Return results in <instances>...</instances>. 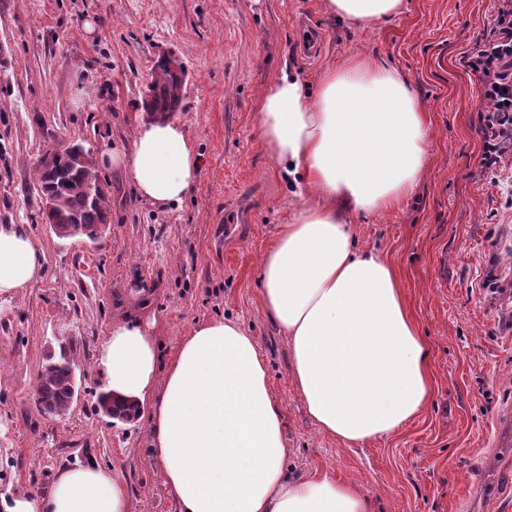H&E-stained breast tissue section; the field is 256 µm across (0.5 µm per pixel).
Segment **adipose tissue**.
<instances>
[{
  "instance_id": "adipose-tissue-1",
  "label": "adipose tissue",
  "mask_w": 512,
  "mask_h": 512,
  "mask_svg": "<svg viewBox=\"0 0 512 512\" xmlns=\"http://www.w3.org/2000/svg\"><path fill=\"white\" fill-rule=\"evenodd\" d=\"M404 0H328L340 18L371 27ZM263 146L299 204L260 264V298L287 340L289 370L315 427L347 445L395 435L427 406V345L397 270L354 249L351 213L409 198L424 167L430 122L396 71L352 60L317 92L290 67L267 86L256 114ZM103 164L123 171L141 199L165 209L195 187L201 158L171 119L138 125ZM45 257L23 224H0V297L42 279ZM96 362L117 400L148 406L150 443L176 512H373L372 500L328 472L301 476L267 364L232 319L196 324L169 361L154 326L113 324ZM6 512H129L122 481L89 465L59 473L47 495L21 492Z\"/></svg>"
}]
</instances>
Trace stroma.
Here are the masks:
<instances>
[{"instance_id":"35a3bbf8","label":"stroma","mask_w":512,"mask_h":512,"mask_svg":"<svg viewBox=\"0 0 512 512\" xmlns=\"http://www.w3.org/2000/svg\"><path fill=\"white\" fill-rule=\"evenodd\" d=\"M405 2L364 28L327 0H0V223L27 225L46 265L19 296L0 298V502L48 494L60 470L97 464L122 479L130 512H175L146 417L125 423L97 409V349L131 314L155 321L165 357L197 322L240 321L266 359L294 473L330 472L375 512H512V447L495 443L512 408V158L495 180L479 175V91L460 63L506 0ZM302 10L324 38L313 62L293 26ZM165 57L185 67L174 118L202 169L192 193L159 212L101 156L148 119L151 72ZM352 57L396 69L430 117L414 194L348 220L359 248L398 271L434 391L398 434L348 447L308 419L287 343L260 301V257L296 202L255 116L284 66L314 90ZM72 138L110 186V231L92 251L44 224L34 177L38 157ZM62 340L77 348L81 396L59 418L39 411L35 390Z\"/></svg>"}]
</instances>
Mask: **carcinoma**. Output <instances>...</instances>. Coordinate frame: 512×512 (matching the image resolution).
<instances>
[{"label": "carcinoma", "mask_w": 512, "mask_h": 512, "mask_svg": "<svg viewBox=\"0 0 512 512\" xmlns=\"http://www.w3.org/2000/svg\"><path fill=\"white\" fill-rule=\"evenodd\" d=\"M148 110L157 118H168L180 107L183 77L171 62H160L152 72ZM42 194L51 198L52 212H42V220L52 225L60 239L90 237L95 228L110 218L109 186L101 181L92 162L58 148L43 153L36 165ZM77 360L73 345L62 344L49 354L38 373L36 389L40 412L52 416L67 413L74 403ZM97 404L107 416L122 422L136 418L135 410L116 402L107 392L99 393Z\"/></svg>", "instance_id": "1"}]
</instances>
